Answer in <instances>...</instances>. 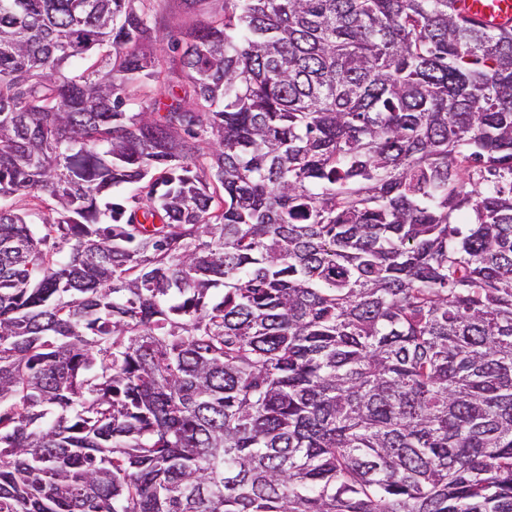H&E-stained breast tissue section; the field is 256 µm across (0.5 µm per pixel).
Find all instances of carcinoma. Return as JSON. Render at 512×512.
Returning <instances> with one entry per match:
<instances>
[{
  "label": "carcinoma",
  "mask_w": 512,
  "mask_h": 512,
  "mask_svg": "<svg viewBox=\"0 0 512 512\" xmlns=\"http://www.w3.org/2000/svg\"><path fill=\"white\" fill-rule=\"evenodd\" d=\"M223 11L0 0V512H512V27ZM185 0H147L146 7L165 20L166 25L160 29L161 35L147 46V51L160 62L171 59L174 55L169 37H162V32L178 35L189 27L200 26L211 20L215 13L221 12L222 0H201L202 2L187 6Z\"/></svg>",
  "instance_id": "cac0c4a2"
}]
</instances>
